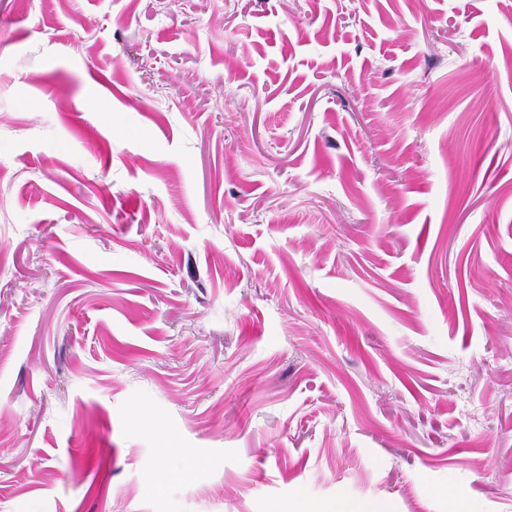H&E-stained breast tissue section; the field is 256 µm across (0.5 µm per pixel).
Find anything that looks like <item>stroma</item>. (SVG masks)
<instances>
[{"instance_id": "1", "label": "stroma", "mask_w": 512, "mask_h": 512, "mask_svg": "<svg viewBox=\"0 0 512 512\" xmlns=\"http://www.w3.org/2000/svg\"><path fill=\"white\" fill-rule=\"evenodd\" d=\"M372 503L512 512V0H0V512Z\"/></svg>"}]
</instances>
